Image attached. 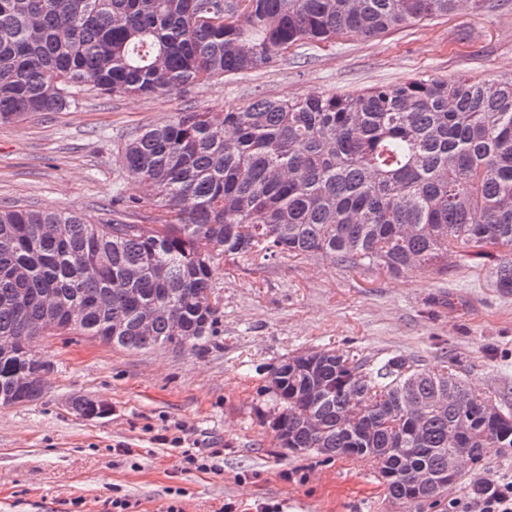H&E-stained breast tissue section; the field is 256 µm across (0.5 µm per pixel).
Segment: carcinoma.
<instances>
[{
  "label": "carcinoma",
  "mask_w": 512,
  "mask_h": 512,
  "mask_svg": "<svg viewBox=\"0 0 512 512\" xmlns=\"http://www.w3.org/2000/svg\"><path fill=\"white\" fill-rule=\"evenodd\" d=\"M488 0H0V123L60 112L90 84L155 96L247 75L290 46L375 37L481 10ZM142 193H119L114 219L0 207V342L79 333L143 351L202 350L215 334L214 256L236 261L330 255L401 275L465 249L512 246V75L420 77L356 93L269 98L186 110L131 134L119 152ZM512 289V257L492 268ZM85 305L73 324L63 311ZM50 362L0 348V405L42 395ZM264 393L280 447L373 460L388 497L418 496L412 471L470 469L512 454V409L455 374L394 354L333 348L283 358Z\"/></svg>",
  "instance_id": "cac0c4a2"
}]
</instances>
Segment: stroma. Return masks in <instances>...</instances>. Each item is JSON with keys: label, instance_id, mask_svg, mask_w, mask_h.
Here are the masks:
<instances>
[{"label": "stroma", "instance_id": "1", "mask_svg": "<svg viewBox=\"0 0 512 512\" xmlns=\"http://www.w3.org/2000/svg\"><path fill=\"white\" fill-rule=\"evenodd\" d=\"M424 22L382 38L290 47L245 76L140 98L84 87L62 112L0 124V206L112 216L116 188L141 187L121 169L127 137L176 113L219 111L252 98L352 93L421 76L512 73V0ZM448 257V269L402 276L359 272L319 257L212 266L219 318L202 351L135 352L76 334L38 337L52 364L40 399L0 406V512H399L372 463L280 448L264 374L289 354L334 347L423 365L447 359L494 402L512 404V292L495 288L493 258ZM109 408L85 419L68 405ZM215 453L211 470L185 469L184 450Z\"/></svg>", "mask_w": 512, "mask_h": 512}]
</instances>
